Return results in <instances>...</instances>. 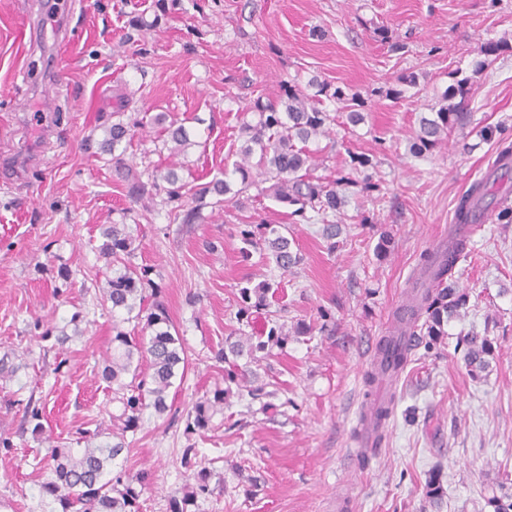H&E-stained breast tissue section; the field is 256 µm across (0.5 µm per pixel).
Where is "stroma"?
<instances>
[{"label":"stroma","mask_w":512,"mask_h":512,"mask_svg":"<svg viewBox=\"0 0 512 512\" xmlns=\"http://www.w3.org/2000/svg\"><path fill=\"white\" fill-rule=\"evenodd\" d=\"M36 2L0 0V160L12 171L0 175V356L18 367L0 383V437L11 441L0 447V512H33L47 477L38 462L51 446L76 447L86 434L103 441L112 431L117 406L99 376L112 327L138 336L143 329L100 306L108 270L98 246L101 225L132 222L134 262L152 268L188 357L171 410H146L130 448L112 462L113 473H145L140 512H169L170 497L193 485L181 463L190 444L213 489L197 512H337L346 489L344 512H491L487 497L512 475V224L499 223L496 208L455 269L466 312L449 321L438 349H417L397 380L381 383L395 404L368 465L358 463L357 440L373 348L423 254L453 225L460 195L495 159L481 129L502 126L512 145V48L477 75L466 125L421 157L407 143L454 72H471L481 43L512 45V0H65L60 22L74 36L67 46L51 36L30 41ZM138 19L146 29L135 27ZM394 43L401 51H391ZM407 72L418 77L414 92L374 97L363 123L334 124L315 143L316 176L335 180L349 153L366 154L382 188L374 200L347 189L333 251L319 225L290 223L288 207L250 192L220 210L204 207L193 224L170 223L159 195L131 208L99 146L123 97L144 122L125 153L138 173L171 162L153 123L167 113L184 120L195 142L183 179L196 185L223 174L235 188L240 127L253 120L246 107L254 99L313 77L366 92ZM262 219L288 225L302 255L293 271L257 253L242 261L240 231ZM385 233L392 243L380 256ZM251 275L270 280L271 307L287 326L312 327L269 360L288 404L271 416L239 401L231 410L240 427L225 429L218 414L205 435H186L187 410L224 383L214 352L238 326V290ZM322 307L335 317L334 334L320 330ZM76 313L79 335L62 346L41 339ZM483 330L494 352L475 379L457 341ZM31 396L40 401L39 435L24 422ZM434 468L443 488L435 503L425 495Z\"/></svg>","instance_id":"1"}]
</instances>
